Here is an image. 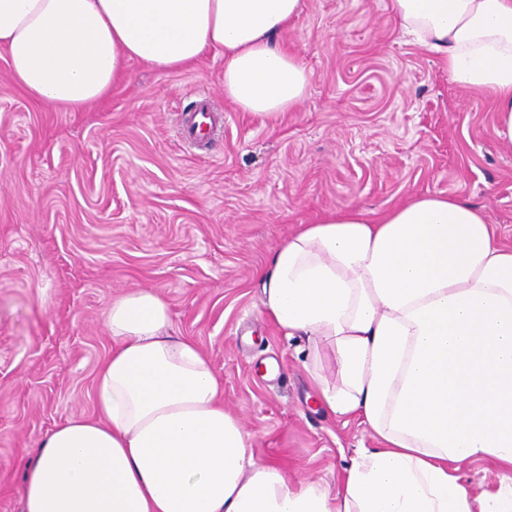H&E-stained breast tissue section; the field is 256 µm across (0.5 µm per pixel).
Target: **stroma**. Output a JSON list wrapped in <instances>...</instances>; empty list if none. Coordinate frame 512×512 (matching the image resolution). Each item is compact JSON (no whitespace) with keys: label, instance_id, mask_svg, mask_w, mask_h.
<instances>
[{"label":"stroma","instance_id":"stroma-1","mask_svg":"<svg viewBox=\"0 0 512 512\" xmlns=\"http://www.w3.org/2000/svg\"><path fill=\"white\" fill-rule=\"evenodd\" d=\"M278 41L311 83L273 116L225 98L213 51L167 74L128 62L77 111L32 98L0 51V512H22L41 438L94 415L123 293L166 301L171 333L208 355L258 456L334 487L378 441L318 404L298 339L263 313L276 249L326 212L379 215L427 192L485 207L512 246V143L494 133L493 99L453 82L389 0H304ZM202 103L215 131L196 147L181 121Z\"/></svg>","mask_w":512,"mask_h":512}]
</instances>
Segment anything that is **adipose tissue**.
Here are the masks:
<instances>
[{
    "label": "adipose tissue",
    "mask_w": 512,
    "mask_h": 512,
    "mask_svg": "<svg viewBox=\"0 0 512 512\" xmlns=\"http://www.w3.org/2000/svg\"><path fill=\"white\" fill-rule=\"evenodd\" d=\"M303 0H0L14 79L71 109L105 96L135 60L160 73L224 54V93L246 112L294 107L310 76L275 38ZM403 33L442 54L457 84L492 94L512 142V0H391ZM288 337L326 343L338 379L305 370L320 403L379 440L337 490L258 457L223 383L169 332L148 289L113 300L97 415L39 442L23 512H512V248L488 213L442 194L380 217L346 207L302 225L261 276ZM489 459L472 496L457 462Z\"/></svg>",
    "instance_id": "adipose-tissue-1"
}]
</instances>
